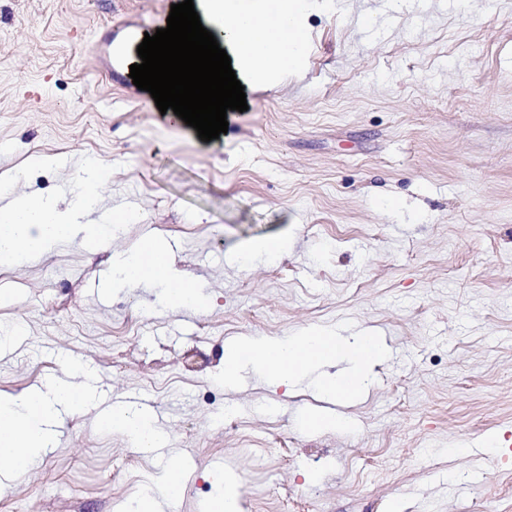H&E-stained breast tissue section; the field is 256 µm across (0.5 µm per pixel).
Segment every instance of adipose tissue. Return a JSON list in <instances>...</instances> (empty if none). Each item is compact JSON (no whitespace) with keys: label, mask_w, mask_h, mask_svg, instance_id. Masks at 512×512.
Returning a JSON list of instances; mask_svg holds the SVG:
<instances>
[{"label":"adipose tissue","mask_w":512,"mask_h":512,"mask_svg":"<svg viewBox=\"0 0 512 512\" xmlns=\"http://www.w3.org/2000/svg\"><path fill=\"white\" fill-rule=\"evenodd\" d=\"M202 25L231 59L242 86L254 88L297 73L307 50L306 17L310 0H193ZM110 175L95 166L85 170L81 189L70 209H58L49 198L9 200L0 207V264L16 265L49 246L77 235L99 237L102 227L83 223L97 204ZM163 284L172 307L197 308L203 297L196 283L179 274L167 248L144 239L118 264L115 287ZM389 352L385 341L366 349L363 336L323 334L288 337H243L224 350V381L234 383L244 358H251L272 385H289L320 371V392L329 399L356 402L366 390L370 372ZM94 395L87 384L57 381L19 394L0 393V463L11 474H25L34 460L57 442L62 416L83 411ZM112 430L129 436L143 452H151L163 437L161 428L132 408L113 411Z\"/></svg>","instance_id":"obj_1"}]
</instances>
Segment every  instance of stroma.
I'll list each match as a JSON object with an SVG mask.
<instances>
[{
	"mask_svg": "<svg viewBox=\"0 0 512 512\" xmlns=\"http://www.w3.org/2000/svg\"><path fill=\"white\" fill-rule=\"evenodd\" d=\"M175 0H0V178L67 209L85 162L112 173L77 238L0 265V391L91 372L0 512H129L179 464L168 512L235 475L242 512H512V0H326L300 77L247 91L204 142L161 115L112 47ZM51 157L32 166L31 157ZM167 244L206 304L107 288L139 241ZM287 251L241 263L245 245ZM370 329L389 353L352 405L305 379L224 384L244 336ZM160 408L138 453L101 416ZM334 408L340 430L303 418ZM287 240L266 239L252 242L247 248L241 251L240 258L243 261L251 260L253 257L262 256L268 259L278 257L287 248Z\"/></svg>",
	"mask_w": 512,
	"mask_h": 512,
	"instance_id": "stroma-1",
	"label": "stroma"
}]
</instances>
